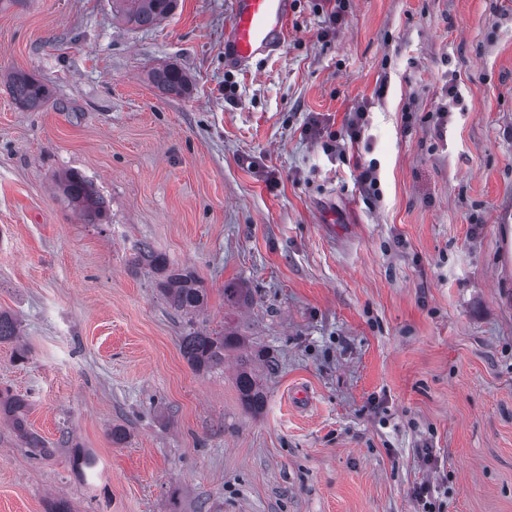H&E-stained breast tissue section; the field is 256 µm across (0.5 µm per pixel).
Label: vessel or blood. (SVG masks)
Wrapping results in <instances>:
<instances>
[{
    "label": "vessel or blood",
    "instance_id": "1",
    "mask_svg": "<svg viewBox=\"0 0 512 512\" xmlns=\"http://www.w3.org/2000/svg\"><path fill=\"white\" fill-rule=\"evenodd\" d=\"M230 14L224 32V61L229 67L246 69L280 46L291 0H231Z\"/></svg>",
    "mask_w": 512,
    "mask_h": 512
}]
</instances>
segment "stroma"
<instances>
[{"label": "stroma", "mask_w": 512, "mask_h": 512, "mask_svg": "<svg viewBox=\"0 0 512 512\" xmlns=\"http://www.w3.org/2000/svg\"><path fill=\"white\" fill-rule=\"evenodd\" d=\"M229 17V0H178L151 28L112 0L0 5V311L20 323L0 391L52 450L0 419V512H417L425 480L440 512H512V0H348L336 25L293 0L247 70L224 64ZM166 66L188 96L153 84ZM16 71L44 107L15 102ZM363 104L377 199L304 133ZM70 170L100 223L65 198ZM142 242L195 272L204 311L170 308L131 262ZM191 327L242 344L198 371ZM10 83L14 100L26 108L38 109L48 98L46 87L26 72L13 73L10 76ZM63 194L70 203L80 206L86 224H97L104 216V206L92 182L79 172L71 171L61 180ZM241 399L249 410L258 412L265 404L264 394L251 371L242 370L236 378Z\"/></svg>", "instance_id": "35a3bbf8"}]
</instances>
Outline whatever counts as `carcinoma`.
<instances>
[{
    "label": "carcinoma",
    "instance_id": "1",
    "mask_svg": "<svg viewBox=\"0 0 512 512\" xmlns=\"http://www.w3.org/2000/svg\"><path fill=\"white\" fill-rule=\"evenodd\" d=\"M117 12L140 27H152L168 17L175 9L177 0H112ZM155 83L165 92L181 96L189 88L187 75L176 67H163L154 72ZM11 92L14 100L29 109L40 108L48 98L46 87L34 76L26 72H15L10 76ZM63 194L70 203L80 207L81 215L88 224H96L104 216V206L92 182L79 172L71 171L61 180ZM134 261L147 265L151 270L163 275L159 288L169 306L182 315L201 311L207 303L206 289L202 288L195 273L188 268H173L166 254L142 243L136 249ZM18 335L17 320L0 311V342L10 341ZM238 342L232 333L213 335L194 328L183 336L181 352L195 369H211L224 363V352ZM237 387L245 406L255 412L265 404L264 394L254 376L242 370L236 378ZM26 401L17 396L0 394V414L12 419L15 431L25 444L42 451V440L28 431L24 412Z\"/></svg>",
    "mask_w": 512,
    "mask_h": 512
}]
</instances>
